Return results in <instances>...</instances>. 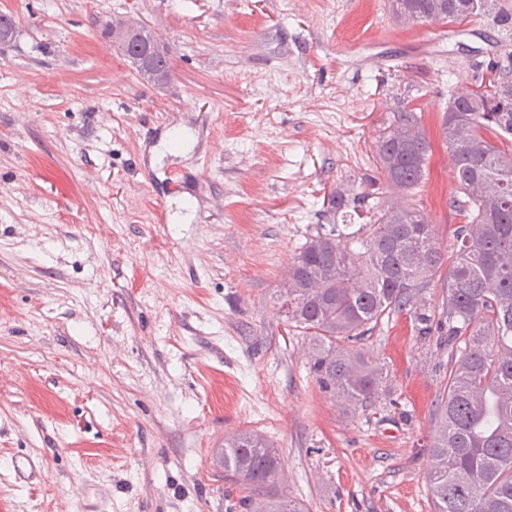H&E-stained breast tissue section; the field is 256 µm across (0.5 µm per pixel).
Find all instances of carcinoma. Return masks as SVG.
Listing matches in <instances>:
<instances>
[{"mask_svg":"<svg viewBox=\"0 0 512 512\" xmlns=\"http://www.w3.org/2000/svg\"><path fill=\"white\" fill-rule=\"evenodd\" d=\"M404 25L465 22L512 36V0H391ZM148 67L161 86L173 75L168 53L139 29ZM478 111L452 95L443 131L465 223L444 249L417 205L369 206V223L353 232L321 224L294 252L281 304L288 326L308 337L310 372L347 406L377 400L383 366L349 349L385 318L408 312L417 335L452 350L447 394L435 409L428 485L433 512H512V65L490 66ZM431 143L412 109L377 138L387 183L408 197L422 183ZM448 303L439 314L424 293L439 276ZM279 450L242 431L224 439V478L238 489L241 512H304L280 491Z\"/></svg>","mask_w":512,"mask_h":512,"instance_id":"carcinoma-1","label":"carcinoma"}]
</instances>
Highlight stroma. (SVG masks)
I'll use <instances>...</instances> for the list:
<instances>
[{
	"label": "stroma",
	"mask_w": 512,
	"mask_h": 512,
	"mask_svg": "<svg viewBox=\"0 0 512 512\" xmlns=\"http://www.w3.org/2000/svg\"><path fill=\"white\" fill-rule=\"evenodd\" d=\"M0 512H229L214 465L251 430L306 512H431L448 348L403 313L360 343L377 401L343 408L276 297L342 194L395 201L376 139L402 106L432 145L414 203L462 219L442 134L451 94L512 40L406 26L388 0H0ZM134 20L161 88L105 34ZM191 135L189 152L163 148ZM186 224L157 223L179 202ZM34 460L37 476L20 473ZM141 37V42L145 50H148V67L143 68L134 59H131L138 72L149 82L154 85H165L169 82L173 75V64L168 53L160 49L151 34L143 27L136 28ZM141 42L138 39H133L132 33L129 32L125 35L122 44L123 51L129 56L139 59L141 51Z\"/></svg>",
	"instance_id": "stroma-1"
}]
</instances>
